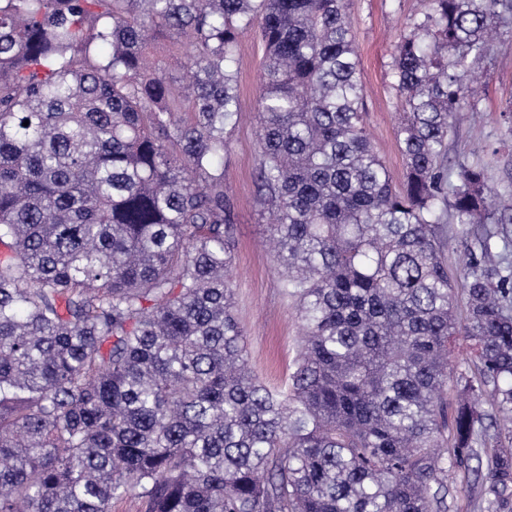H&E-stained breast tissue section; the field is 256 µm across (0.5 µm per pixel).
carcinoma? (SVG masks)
I'll return each mask as SVG.
<instances>
[{
  "label": "carcinoma",
  "instance_id": "cac0c4a2",
  "mask_svg": "<svg viewBox=\"0 0 512 512\" xmlns=\"http://www.w3.org/2000/svg\"><path fill=\"white\" fill-rule=\"evenodd\" d=\"M348 0H0V512H432L448 472L512 512V263L487 165L448 172L512 0H430L396 46V186L363 122ZM259 24L260 195L303 343L285 386L234 314L226 128ZM188 47L189 81L150 59ZM29 125H24V122ZM470 341L453 375L452 342ZM456 377L458 399L443 389ZM487 456L486 471L471 466ZM448 226L449 232L448 235L452 236L448 251L446 252L447 262H448V271L451 274H456L461 267L464 265L467 259V244H470L471 238H465L461 236V234H451L450 227H453V224Z\"/></svg>",
  "mask_w": 512,
  "mask_h": 512
}]
</instances>
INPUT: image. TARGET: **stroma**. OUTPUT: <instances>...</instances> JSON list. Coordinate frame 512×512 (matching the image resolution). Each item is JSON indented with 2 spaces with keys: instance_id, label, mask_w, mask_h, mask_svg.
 Instances as JSON below:
<instances>
[{
  "instance_id": "stroma-1",
  "label": "stroma",
  "mask_w": 512,
  "mask_h": 512,
  "mask_svg": "<svg viewBox=\"0 0 512 512\" xmlns=\"http://www.w3.org/2000/svg\"><path fill=\"white\" fill-rule=\"evenodd\" d=\"M428 0H350L348 22L358 55L364 86V110L372 144L390 170L401 180L404 162L395 139L401 110L392 77L395 47L422 16ZM490 51L475 65L467 83L476 90L448 136V167L481 159L488 164L487 185L501 191L504 159L495 150L506 128L501 113L512 105V26L499 25L489 42ZM264 46L258 29L240 37V112L227 128L229 148L224 170L232 196L235 233V309L246 333L251 369L267 386L283 383L297 354L300 322L294 302L283 295L281 277L263 239L268 211L257 188L259 118L256 100Z\"/></svg>"
}]
</instances>
